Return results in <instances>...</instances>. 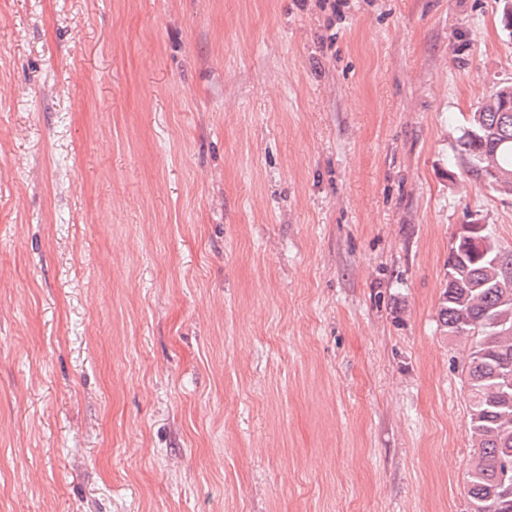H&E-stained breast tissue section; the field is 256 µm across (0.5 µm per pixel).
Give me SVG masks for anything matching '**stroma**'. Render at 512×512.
Returning <instances> with one entry per match:
<instances>
[{"mask_svg": "<svg viewBox=\"0 0 512 512\" xmlns=\"http://www.w3.org/2000/svg\"><path fill=\"white\" fill-rule=\"evenodd\" d=\"M498 11L0 0V512H467Z\"/></svg>", "mask_w": 512, "mask_h": 512, "instance_id": "1", "label": "stroma"}]
</instances>
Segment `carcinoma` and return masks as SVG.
Segmentation results:
<instances>
[{
  "label": "carcinoma",
  "mask_w": 512,
  "mask_h": 512,
  "mask_svg": "<svg viewBox=\"0 0 512 512\" xmlns=\"http://www.w3.org/2000/svg\"><path fill=\"white\" fill-rule=\"evenodd\" d=\"M467 171L512 197V83H503L470 113L458 139ZM461 233L448 256V286L438 312L451 336L470 335L467 382L474 456L468 472L469 512H512V251L492 236L494 250Z\"/></svg>",
  "instance_id": "1"
}]
</instances>
